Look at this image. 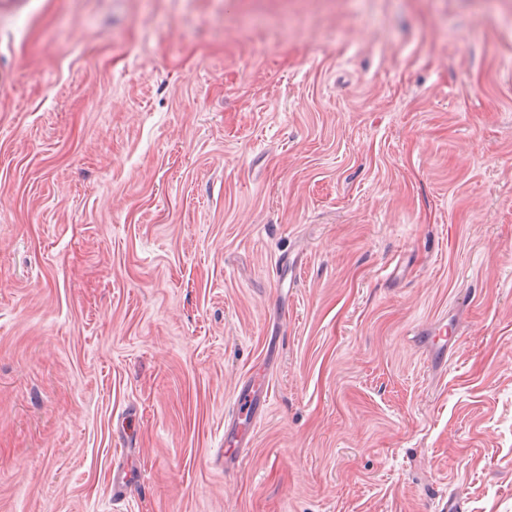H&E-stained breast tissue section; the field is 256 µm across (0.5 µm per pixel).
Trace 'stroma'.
<instances>
[{
  "instance_id": "35a3bbf8",
  "label": "stroma",
  "mask_w": 512,
  "mask_h": 512,
  "mask_svg": "<svg viewBox=\"0 0 512 512\" xmlns=\"http://www.w3.org/2000/svg\"><path fill=\"white\" fill-rule=\"evenodd\" d=\"M452 496L512 512V0L0 6V512Z\"/></svg>"
}]
</instances>
